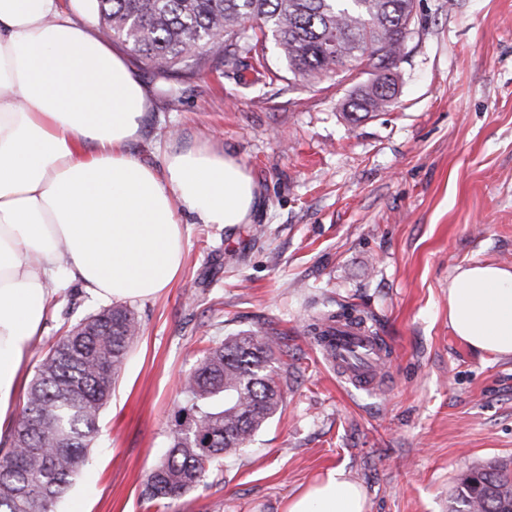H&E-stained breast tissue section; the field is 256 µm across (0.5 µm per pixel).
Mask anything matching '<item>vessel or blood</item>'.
I'll list each match as a JSON object with an SVG mask.
<instances>
[{
  "label": "vessel or blood",
  "mask_w": 512,
  "mask_h": 512,
  "mask_svg": "<svg viewBox=\"0 0 512 512\" xmlns=\"http://www.w3.org/2000/svg\"><path fill=\"white\" fill-rule=\"evenodd\" d=\"M328 336L332 344L330 352L348 381L361 390L373 389L377 368L385 356L381 340L347 322L333 325Z\"/></svg>",
  "instance_id": "vessel-or-blood-1"
}]
</instances>
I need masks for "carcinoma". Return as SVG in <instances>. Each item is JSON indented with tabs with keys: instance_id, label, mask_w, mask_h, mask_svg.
I'll return each instance as SVG.
<instances>
[{
	"instance_id": "obj_1",
	"label": "carcinoma",
	"mask_w": 512,
	"mask_h": 512,
	"mask_svg": "<svg viewBox=\"0 0 512 512\" xmlns=\"http://www.w3.org/2000/svg\"><path fill=\"white\" fill-rule=\"evenodd\" d=\"M102 34L159 76H192L213 57L224 66L266 67L268 51L288 76L312 86L362 67L375 83L344 100L351 120L395 103L377 83L405 59L403 28L415 0H96ZM140 333L132 310L115 305L60 337L40 360L26 402L0 440V512H55L81 475L126 355ZM277 338L262 330L227 336L203 350L179 384L183 406L165 456L146 478L143 501L161 509L240 452L283 399L273 366ZM450 512H512V475L475 470L456 489Z\"/></svg>"
}]
</instances>
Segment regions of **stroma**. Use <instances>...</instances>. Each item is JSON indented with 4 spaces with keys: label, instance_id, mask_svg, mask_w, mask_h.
<instances>
[{
    "label": "stroma",
    "instance_id": "1",
    "mask_svg": "<svg viewBox=\"0 0 512 512\" xmlns=\"http://www.w3.org/2000/svg\"><path fill=\"white\" fill-rule=\"evenodd\" d=\"M407 49L396 104L357 123L342 109L348 83L284 80L273 55L263 79L212 62L174 77L173 96L129 61L149 101L131 154L157 168L167 151L231 154L261 202L233 229L183 215L182 274L129 301L140 335L56 512H146L180 378L210 343L260 328L282 336L281 410L165 512H285L332 468L363 490L366 512H448L470 470H512V357L448 325L457 267L512 268V0H415ZM339 303L388 347L374 390L343 379L304 331ZM103 307L53 283L28 373Z\"/></svg>",
    "mask_w": 512,
    "mask_h": 512
}]
</instances>
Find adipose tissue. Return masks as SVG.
I'll list each match as a JSON object with an SVG mask.
<instances>
[{"mask_svg":"<svg viewBox=\"0 0 512 512\" xmlns=\"http://www.w3.org/2000/svg\"><path fill=\"white\" fill-rule=\"evenodd\" d=\"M146 105L125 60L59 0H0V436L59 256L98 300L149 298L183 270L181 213L227 228L251 220L258 187L232 155L172 152L157 170L128 153ZM448 324L473 349L512 356V269L458 268ZM286 512H366V501L334 468Z\"/></svg>","mask_w":512,"mask_h":512,"instance_id":"ef3b65f1","label":"adipose tissue"}]
</instances>
